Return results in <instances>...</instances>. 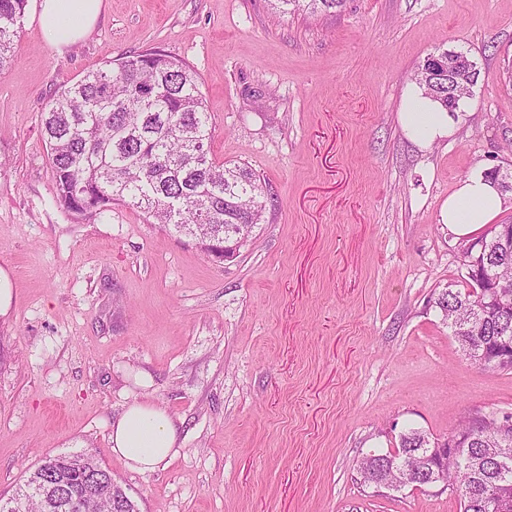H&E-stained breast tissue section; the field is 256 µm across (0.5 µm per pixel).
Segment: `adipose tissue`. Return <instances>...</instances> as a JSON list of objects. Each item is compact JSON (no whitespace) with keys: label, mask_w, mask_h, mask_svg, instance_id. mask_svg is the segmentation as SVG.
Returning a JSON list of instances; mask_svg holds the SVG:
<instances>
[{"label":"adipose tissue","mask_w":512,"mask_h":512,"mask_svg":"<svg viewBox=\"0 0 512 512\" xmlns=\"http://www.w3.org/2000/svg\"><path fill=\"white\" fill-rule=\"evenodd\" d=\"M103 6L104 0H35L34 13L46 41L61 52L86 36ZM399 120L406 135L422 148L456 132L453 116L421 93L410 95L409 109L400 113ZM503 206L496 185L484 176L473 175L449 194L440 220L455 240H467L490 224ZM110 440L113 453L143 473L167 464L178 452L172 417L147 401L127 405L112 426Z\"/></svg>","instance_id":"1"}]
</instances>
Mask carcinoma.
<instances>
[{"label":"carcinoma","mask_w":512,"mask_h":512,"mask_svg":"<svg viewBox=\"0 0 512 512\" xmlns=\"http://www.w3.org/2000/svg\"><path fill=\"white\" fill-rule=\"evenodd\" d=\"M27 0H0V70L10 63ZM280 14L325 13L344 0H270ZM459 61L466 89L477 83L476 65L461 51L443 50ZM416 82L425 94L451 113L466 93L448 97V74L429 62L418 68ZM44 142L53 172L56 203L90 218L117 202L140 209L153 223L190 237L209 258L219 262L220 247L237 253L247 239L240 224L263 221L269 200L266 182L249 166L220 163L210 155L214 136L197 72L161 50L123 55L62 88L42 120ZM512 234V224L492 226L473 241L482 250L479 262L498 277L478 287L445 289L434 300L459 349L482 370L511 371L497 364L512 351V252L501 250L498 235ZM492 293L506 295L489 306ZM489 448H512V439L496 441L493 429L471 432L461 427L444 440H431L418 429L399 435L393 453H369L360 460L363 484L397 480L406 488L447 486L458 493L460 512H512V456L491 457ZM71 453L45 457L15 493L24 497L36 472L47 470L49 491L42 501L32 495L28 512H120L126 496L117 485L105 499H92L90 486L107 473L89 458L95 471L85 474L69 465Z\"/></svg>","instance_id":"cac0c4a2"}]
</instances>
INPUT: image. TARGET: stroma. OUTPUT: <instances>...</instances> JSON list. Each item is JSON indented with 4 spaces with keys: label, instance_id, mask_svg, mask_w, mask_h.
I'll list each match as a JSON object with an SVG mask.
<instances>
[{
    "label": "stroma",
    "instance_id": "1",
    "mask_svg": "<svg viewBox=\"0 0 512 512\" xmlns=\"http://www.w3.org/2000/svg\"><path fill=\"white\" fill-rule=\"evenodd\" d=\"M26 9L0 71V496L49 455L105 464L139 512H459L437 487L378 493L370 452L415 428L512 411V371L462 355L433 301L465 288L440 221L468 176L512 174V0H346L287 14L268 0H104L64 52ZM198 73L216 161L272 195L237 257L127 205L56 203L42 134L55 94L122 54ZM479 70L453 137L422 149L399 114L436 49ZM165 409L178 453L151 473L112 452L133 399Z\"/></svg>",
    "mask_w": 512,
    "mask_h": 512
}]
</instances>
